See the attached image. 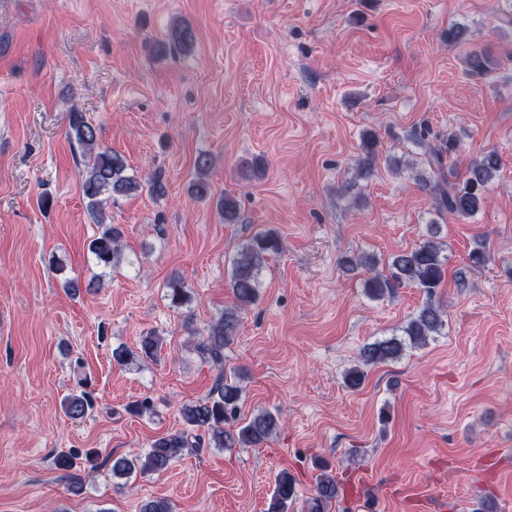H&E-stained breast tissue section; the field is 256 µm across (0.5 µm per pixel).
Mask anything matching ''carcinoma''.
<instances>
[{"instance_id": "cac0c4a2", "label": "carcinoma", "mask_w": 512, "mask_h": 512, "mask_svg": "<svg viewBox=\"0 0 512 512\" xmlns=\"http://www.w3.org/2000/svg\"><path fill=\"white\" fill-rule=\"evenodd\" d=\"M195 44L192 27L184 22L173 24L165 38L152 44L155 57H166L191 52ZM468 65L473 75H483L490 69L488 58L478 52L468 56ZM68 134L88 158L82 179L83 196L87 199V208L92 215L102 214V205L109 199L130 196L144 189L155 196H163L167 186L159 177H153L142 183L133 175L127 174V162L123 155L103 146L98 139V128L82 112L73 110L68 113ZM416 144L424 147V159L418 162L407 160L403 163L392 162L396 173L406 171L413 176L418 187L431 197L433 208L440 214L467 218L477 213L485 204V190L500 168V157L494 150L487 151L473 160L462 181L448 183L447 161L453 158L457 149L456 140L448 137L431 144L425 142V135L415 136ZM363 157L356 168V177L368 178L372 174L373 164L378 156L379 136L372 130L361 134ZM212 165L211 157L201 153L195 161L196 178L191 184V192L198 200H210L211 186L207 174ZM224 223L236 224L239 221L237 200L226 194L216 200ZM440 225H429L426 238L414 247L392 255L387 263V271L376 269V262L362 256H343L341 264L351 270L362 266L370 276L365 280L366 292L373 298L411 285L427 294L440 287L445 278L446 258L438 234ZM121 231L114 225H103L99 237L89 244L96 265L104 269L115 268L122 261V247L119 244ZM281 251L280 238L273 232H263L242 244L231 262L229 288L236 300L235 306L224 309L221 317L208 329L202 352L213 364L224 365V349L233 344L238 335L240 313L254 304L261 286L260 274L268 259ZM168 297L174 306H182L190 301L182 279L172 277L167 284ZM445 327L443 312L427 304L414 313L403 327V336H393L368 344L360 352L359 364L351 367L344 375L347 388L359 389L365 380V367L398 360L408 347L427 344L430 336L441 333ZM161 349V338L148 334L139 341L137 351L118 350L115 359L122 363L139 358L154 360ZM241 387L234 381L219 379L209 395L191 405L180 409V415L187 429L177 431L155 439L144 456L137 461L118 458L112 465V474L128 475L135 470L142 472H161L186 448H198L205 432L218 448H259L279 428V417L269 411H261L235 430H224V422L238 409ZM65 414L74 420L84 418L93 410L90 393L82 391L69 395L63 404ZM195 431V442L189 441V432ZM55 469L72 480V487L79 485L77 462L73 454L61 452L54 458ZM338 494L336 476L328 467L318 474L313 496L308 498L306 512H327L329 505ZM296 500L294 478L286 471L275 479L274 489L265 512H288Z\"/></svg>"}]
</instances>
